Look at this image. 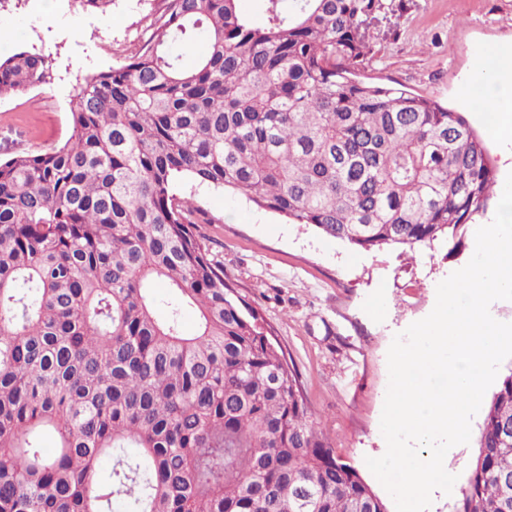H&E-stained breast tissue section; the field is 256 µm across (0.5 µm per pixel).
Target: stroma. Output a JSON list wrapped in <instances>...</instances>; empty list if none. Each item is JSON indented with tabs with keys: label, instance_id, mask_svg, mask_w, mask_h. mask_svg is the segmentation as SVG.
Segmentation results:
<instances>
[{
	"label": "stroma",
	"instance_id": "obj_1",
	"mask_svg": "<svg viewBox=\"0 0 512 512\" xmlns=\"http://www.w3.org/2000/svg\"><path fill=\"white\" fill-rule=\"evenodd\" d=\"M5 0L0 5V55L27 50L51 58L46 82L0 98V159L65 141L68 102L79 77L117 65L123 50L139 46L158 0H113L107 14L79 0ZM369 30L363 80L403 85L461 113L483 137L498 183L512 173V144L499 140L488 115L465 100L479 96L477 60L512 46V0H383ZM207 211L198 225L211 259L240 295L256 306L273 340L299 375L318 428L337 455L355 466L382 499L395 503L366 465L387 448L380 418L388 387L387 353L396 334L428 316L436 287L472 258L473 241L456 254L447 246L412 256L386 249L355 250L313 228L258 209L244 195L179 185ZM483 414L472 420L471 440L444 460L457 480L428 512H458L462 489L478 454Z\"/></svg>",
	"mask_w": 512,
	"mask_h": 512
}]
</instances>
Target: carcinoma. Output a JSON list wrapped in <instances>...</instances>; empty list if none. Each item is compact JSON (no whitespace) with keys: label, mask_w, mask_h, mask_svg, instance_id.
Instances as JSON below:
<instances>
[{"label":"carcinoma","mask_w":512,"mask_h":512,"mask_svg":"<svg viewBox=\"0 0 512 512\" xmlns=\"http://www.w3.org/2000/svg\"><path fill=\"white\" fill-rule=\"evenodd\" d=\"M260 2L255 27L237 0H162L137 50L77 84L63 144L0 161V512H386L318 430L178 184L365 252L452 255L497 170L463 115L358 77L382 0ZM49 67L0 59V96ZM459 512H512V371Z\"/></svg>","instance_id":"cac0c4a2"}]
</instances>
